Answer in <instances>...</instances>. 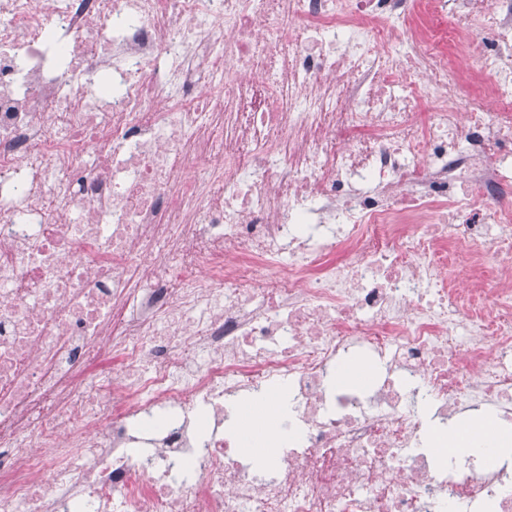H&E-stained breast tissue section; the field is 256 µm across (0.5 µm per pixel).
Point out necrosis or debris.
I'll use <instances>...</instances> for the list:
<instances>
[{
	"mask_svg": "<svg viewBox=\"0 0 512 512\" xmlns=\"http://www.w3.org/2000/svg\"><path fill=\"white\" fill-rule=\"evenodd\" d=\"M511 171L512 0H0V512H512Z\"/></svg>",
	"mask_w": 512,
	"mask_h": 512,
	"instance_id": "obj_1",
	"label": "necrosis or debris"
}]
</instances>
